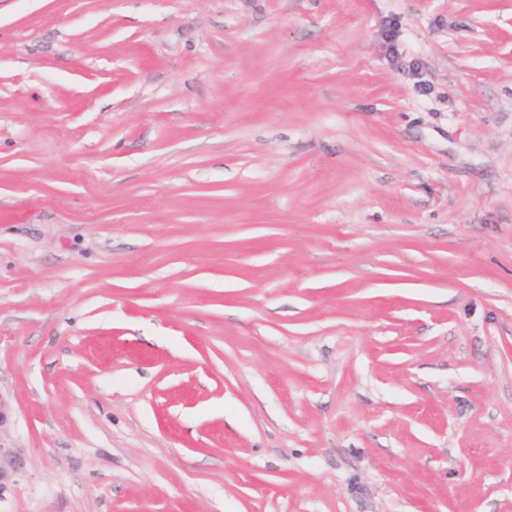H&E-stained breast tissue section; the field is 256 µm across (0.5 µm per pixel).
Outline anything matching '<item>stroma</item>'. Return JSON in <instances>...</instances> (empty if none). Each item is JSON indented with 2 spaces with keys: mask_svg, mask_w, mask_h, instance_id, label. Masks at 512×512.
<instances>
[{
  "mask_svg": "<svg viewBox=\"0 0 512 512\" xmlns=\"http://www.w3.org/2000/svg\"><path fill=\"white\" fill-rule=\"evenodd\" d=\"M0 512H512V0H0Z\"/></svg>",
  "mask_w": 512,
  "mask_h": 512,
  "instance_id": "35a3bbf8",
  "label": "stroma"
}]
</instances>
